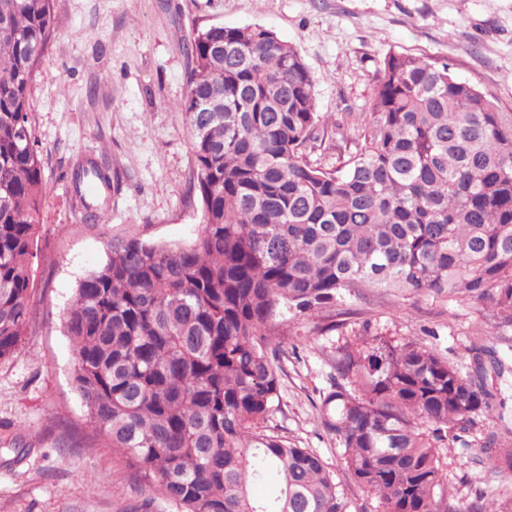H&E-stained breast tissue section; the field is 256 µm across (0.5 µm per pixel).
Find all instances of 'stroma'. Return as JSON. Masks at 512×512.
<instances>
[{
  "mask_svg": "<svg viewBox=\"0 0 512 512\" xmlns=\"http://www.w3.org/2000/svg\"><path fill=\"white\" fill-rule=\"evenodd\" d=\"M260 24L293 44L315 83L317 110L344 122L366 111L386 55L424 54L512 111V0H55V32L31 87V122L46 195L36 292L20 352L0 359V512H182L145 493L126 458L88 424L75 389L67 310L117 241L194 243L204 222L191 192V137L173 109L186 92L187 43L211 25ZM106 160V215L93 223L72 175ZM418 342L459 366L480 338L512 366V328L481 305L383 289L289 318L274 364L280 402L266 426L316 451L352 512H383L353 477L322 423L337 346L358 336ZM455 502L477 496L512 512V473L478 447L441 449Z\"/></svg>",
  "mask_w": 512,
  "mask_h": 512,
  "instance_id": "1",
  "label": "stroma"
}]
</instances>
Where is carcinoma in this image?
Segmentation results:
<instances>
[{"mask_svg":"<svg viewBox=\"0 0 512 512\" xmlns=\"http://www.w3.org/2000/svg\"><path fill=\"white\" fill-rule=\"evenodd\" d=\"M54 33V0H0V359L20 350L46 194L30 89ZM224 47V54L217 47ZM194 188L205 224L188 247L112 243L66 318L87 419L147 491L184 512H351L322 458L263 430L279 405L273 359L287 315L359 289L479 302L512 327V117L446 62L383 59L355 151L325 168L314 81L298 50L259 25L189 40ZM212 103L213 112H199ZM110 187L84 168L81 185ZM469 367L375 336L336 348L325 427L385 512H500L449 502L439 449L472 447L506 407L495 348ZM512 472V448L479 443ZM276 477L278 495L251 487Z\"/></svg>","mask_w":512,"mask_h":512,"instance_id":"cac0c4a2","label":"carcinoma"}]
</instances>
